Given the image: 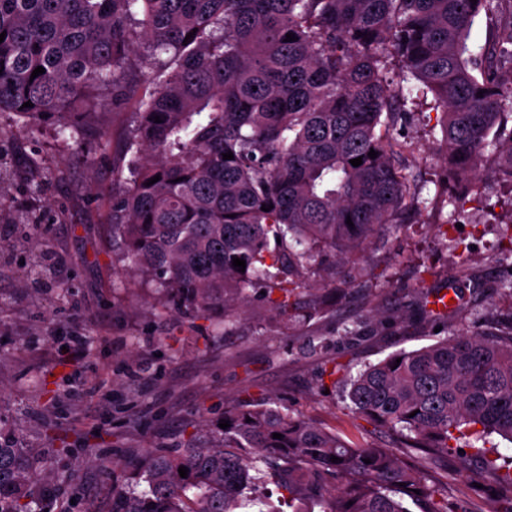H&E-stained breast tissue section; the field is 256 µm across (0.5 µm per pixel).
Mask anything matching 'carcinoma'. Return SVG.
<instances>
[{"label":"carcinoma","mask_w":512,"mask_h":512,"mask_svg":"<svg viewBox=\"0 0 512 512\" xmlns=\"http://www.w3.org/2000/svg\"><path fill=\"white\" fill-rule=\"evenodd\" d=\"M480 15L491 29L477 47ZM3 31L0 114L51 118L77 141L92 116L128 106L113 246L185 314L239 307L258 287L278 314L306 318L313 263L355 257L414 205L393 132L415 93L441 108L465 193L481 197L489 156L512 179V0H0ZM138 56L155 65L139 96L119 80ZM392 67L421 87L393 86ZM344 295L333 287L307 308L324 314ZM333 384L437 463L471 438L512 442V321L396 351ZM221 419L181 447L136 455L112 478L111 512H465L448 484L389 449L356 447L272 399L229 405ZM481 477L502 504L490 512H512V457L491 450ZM75 481L0 414V512H45ZM266 482L278 503L259 491Z\"/></svg>","instance_id":"1"}]
</instances>
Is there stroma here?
<instances>
[{"label":"stroma","mask_w":512,"mask_h":512,"mask_svg":"<svg viewBox=\"0 0 512 512\" xmlns=\"http://www.w3.org/2000/svg\"><path fill=\"white\" fill-rule=\"evenodd\" d=\"M406 110L395 131L397 161L421 205L389 230L386 247L361 251L362 271L347 298L325 316L290 325L256 290L218 336L211 333L215 313L193 319L162 308L155 286L112 251L113 169L131 112L98 113L77 142L60 138L52 122L29 126L0 115L8 132L0 140L8 163L0 176V413L57 449L60 472L77 473L69 512L109 508L112 471L79 466L83 447L130 454L157 443L176 447L225 404L270 397L352 445L392 449L432 479L456 471L450 500L487 512L490 493L478 485L481 446L450 457L447 469L431 467L425 453H406L395 437L346 409L339 389L318 383L325 365L338 361L355 373L433 342L449 320L420 318L424 295L463 296L478 311L463 321L471 331L512 310L492 291L512 279V253L498 237L512 220V182L487 178L481 201L448 204L440 113L429 98ZM32 157L37 166L29 165ZM58 171L62 179L31 192L43 174ZM29 215L42 228L26 239L16 225ZM64 286L73 294L62 302L55 290ZM74 336L85 340L79 358L65 350Z\"/></svg>","instance_id":"35a3bbf8"}]
</instances>
